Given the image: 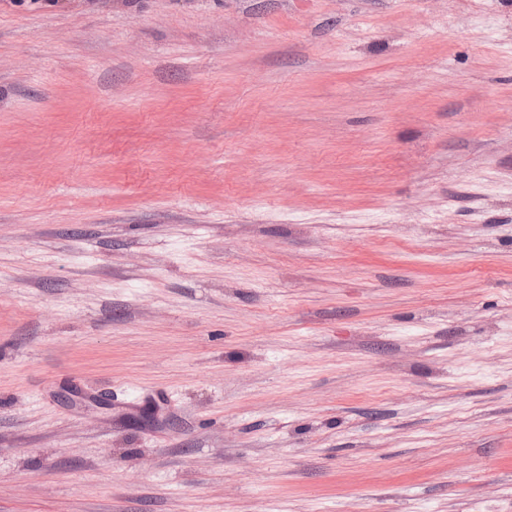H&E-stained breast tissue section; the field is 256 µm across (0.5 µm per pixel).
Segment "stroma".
Returning a JSON list of instances; mask_svg holds the SVG:
<instances>
[{
    "label": "stroma",
    "instance_id": "obj_1",
    "mask_svg": "<svg viewBox=\"0 0 512 512\" xmlns=\"http://www.w3.org/2000/svg\"><path fill=\"white\" fill-rule=\"evenodd\" d=\"M0 512H512V0H0Z\"/></svg>",
    "mask_w": 512,
    "mask_h": 512
}]
</instances>
